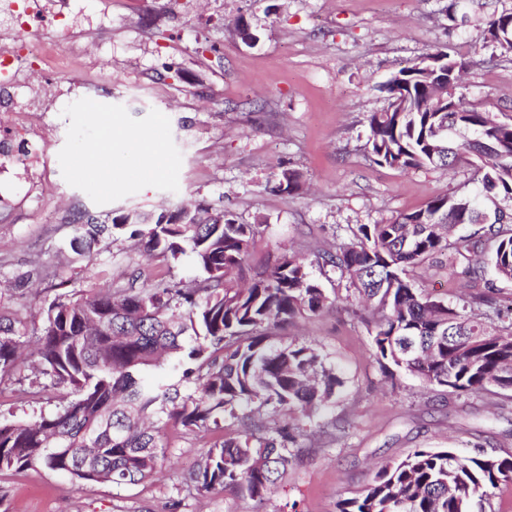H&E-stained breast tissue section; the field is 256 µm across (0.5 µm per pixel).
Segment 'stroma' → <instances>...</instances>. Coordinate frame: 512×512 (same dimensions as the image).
Here are the masks:
<instances>
[{"label":"stroma","instance_id":"obj_1","mask_svg":"<svg viewBox=\"0 0 512 512\" xmlns=\"http://www.w3.org/2000/svg\"><path fill=\"white\" fill-rule=\"evenodd\" d=\"M83 28L99 47L87 63L95 84H58L37 139L40 163L0 168V316L32 322L56 298L141 285L169 273L191 281L189 255L160 264L128 235L92 253L70 247L74 219L127 211L159 213L202 203L258 226L246 276L292 251H337L362 224H385L433 197L477 188L474 169L401 171L374 164L366 117L383 110L380 86L422 55L449 49L478 57L467 101L512 122V53L483 43L482 20L512 0H125L99 17L81 0ZM245 21L256 34L243 41ZM155 152H131L126 135ZM300 171V190L275 191L281 168ZM416 284L452 301L471 292L447 263L410 268ZM318 280L333 310L282 331L302 338L344 379L329 411L264 501L243 491H199L187 479L216 435L165 430L162 469L123 488L74 485L44 468L0 470V512H336L385 464L416 448L462 455L512 454V392L459 395L402 371L385 372L366 327L347 311V281L334 268ZM28 373L0 378V419L55 411L69 388L44 389Z\"/></svg>","mask_w":512,"mask_h":512}]
</instances>
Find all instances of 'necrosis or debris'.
<instances>
[{
  "label": "necrosis or debris",
  "mask_w": 512,
  "mask_h": 512,
  "mask_svg": "<svg viewBox=\"0 0 512 512\" xmlns=\"http://www.w3.org/2000/svg\"><path fill=\"white\" fill-rule=\"evenodd\" d=\"M68 12L66 0H0V94L13 98L25 86L32 97L30 104L14 108L15 133L5 151L21 164L30 157L35 119L50 96L49 85L33 82L34 62L49 64L61 79L83 80L79 63L87 45Z\"/></svg>",
  "instance_id": "obj_1"
}]
</instances>
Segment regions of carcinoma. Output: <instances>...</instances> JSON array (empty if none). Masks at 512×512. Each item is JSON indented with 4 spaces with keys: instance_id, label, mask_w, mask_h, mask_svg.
<instances>
[{
    "instance_id": "1",
    "label": "carcinoma",
    "mask_w": 512,
    "mask_h": 512,
    "mask_svg": "<svg viewBox=\"0 0 512 512\" xmlns=\"http://www.w3.org/2000/svg\"><path fill=\"white\" fill-rule=\"evenodd\" d=\"M497 32L512 52V12L484 20V38ZM383 90L386 108L368 117L373 162L402 171L466 162L480 187L439 195L388 224H361L339 252L319 251L316 260L338 269L347 291L371 308L361 320L382 367L460 394L512 391V307L481 293L451 304L407 276L435 255L478 250L512 280V211L498 209L488 224L482 208L488 193L512 203V123L464 101L460 112L426 111L431 91L413 67ZM301 178L283 169L275 188L293 193ZM464 225L470 234L452 238ZM129 228L149 257L190 253L200 276L189 287L160 277L146 288L131 282L54 300L32 368L74 398L50 414L0 420V470L41 466L77 483L134 485L164 459L168 424L210 431L250 419L210 445L190 480L201 491L241 489L262 500L292 464L308 422L344 384L311 343L274 336L334 301L310 272L313 262L296 253L239 287L257 228L202 204L155 218L133 211L109 224L88 217L70 246L89 253L101 235ZM27 336L26 324L0 317V378L19 370ZM508 482L511 455L416 448L382 466L338 512H486L493 490Z\"/></svg>"
}]
</instances>
